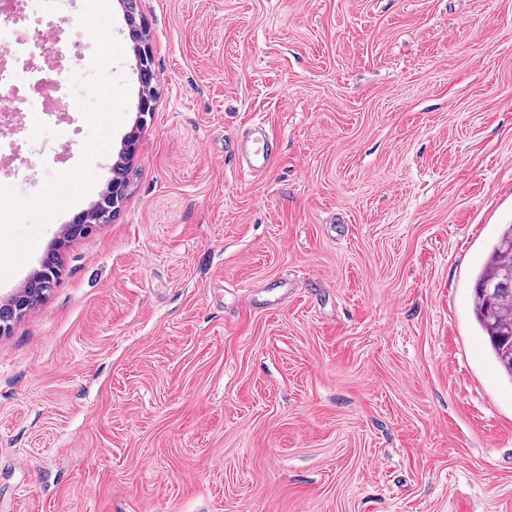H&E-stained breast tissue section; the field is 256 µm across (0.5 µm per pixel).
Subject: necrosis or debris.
Returning <instances> with one entry per match:
<instances>
[{"instance_id":"obj_1","label":"necrosis or debris","mask_w":512,"mask_h":512,"mask_svg":"<svg viewBox=\"0 0 512 512\" xmlns=\"http://www.w3.org/2000/svg\"><path fill=\"white\" fill-rule=\"evenodd\" d=\"M44 0H0V14L8 13L10 25H0V153L21 152L27 129L20 119L41 113L47 124L58 125L65 136H80L79 127L66 125L67 111L77 109L83 92L70 88L66 99L42 94L48 76L38 62L45 52L39 31L46 25Z\"/></svg>"}]
</instances>
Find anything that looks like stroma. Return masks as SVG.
Segmentation results:
<instances>
[{
    "mask_svg": "<svg viewBox=\"0 0 512 512\" xmlns=\"http://www.w3.org/2000/svg\"><path fill=\"white\" fill-rule=\"evenodd\" d=\"M0 281V512H512V382L472 314L512 224V0H139L156 108ZM263 122L260 175L229 154ZM5 186L74 168L32 117ZM135 136L110 223L67 238ZM292 281L282 295L278 283Z\"/></svg>",
    "mask_w": 512,
    "mask_h": 512,
    "instance_id": "obj_1",
    "label": "stroma"
}]
</instances>
